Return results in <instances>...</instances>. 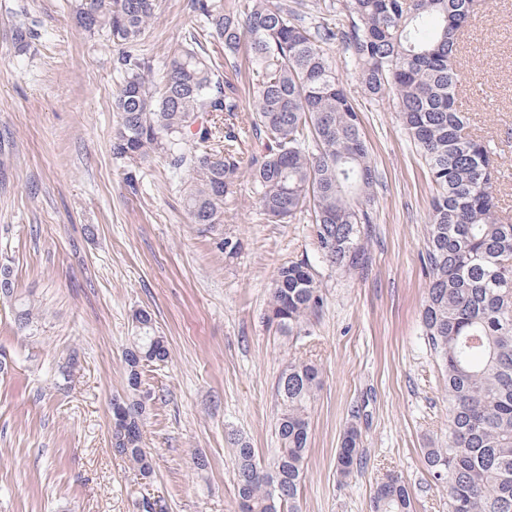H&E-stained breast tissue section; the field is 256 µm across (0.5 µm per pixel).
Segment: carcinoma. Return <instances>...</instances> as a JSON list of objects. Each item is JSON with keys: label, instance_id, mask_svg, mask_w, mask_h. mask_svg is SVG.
<instances>
[{"label": "carcinoma", "instance_id": "obj_1", "mask_svg": "<svg viewBox=\"0 0 512 512\" xmlns=\"http://www.w3.org/2000/svg\"><path fill=\"white\" fill-rule=\"evenodd\" d=\"M193 5L224 43L230 66L242 42H249L257 71L251 124L269 141L253 171L259 209L276 224L310 216L316 261L280 266L268 302L267 322L283 336H299L325 306L316 263L357 273L372 265L366 241L381 175L331 46L351 51L365 94L374 100L394 95L406 134L436 186L423 254L428 285L421 326L446 376L448 440L426 449L425 463L447 488L448 512H512V222L495 201L490 151L466 133L468 116L456 107L457 48L478 14L476 0H320L314 22L286 0ZM155 6V0H77L80 28L125 48L112 154L131 167L126 183L133 191L137 169L156 152L167 154L173 168L188 169L191 223L232 256L239 243L224 235V200L233 193L240 164L233 123L240 106L213 63L193 48L174 51L161 88L144 79L131 48L143 40ZM213 112L228 114L222 152L206 146L213 132L202 118ZM190 132L195 148L187 144ZM135 322L138 336L125 354L127 393L119 399L125 413L120 420L112 413V448L147 476L141 376L144 367L165 361L168 349L148 311H138ZM319 388L320 372L311 361L296 358L279 374V448L270 468L257 461L249 439H233L239 512H298L309 409ZM358 460L359 434L351 427L337 470L347 477ZM372 512H411L400 476L380 478Z\"/></svg>", "mask_w": 512, "mask_h": 512}]
</instances>
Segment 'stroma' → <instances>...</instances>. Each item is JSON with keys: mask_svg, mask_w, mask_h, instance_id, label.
<instances>
[{"mask_svg": "<svg viewBox=\"0 0 512 512\" xmlns=\"http://www.w3.org/2000/svg\"><path fill=\"white\" fill-rule=\"evenodd\" d=\"M73 0H0V266L14 295L0 297V512H238L230 435L250 440L262 464L278 446L276 381L289 360L321 370L310 411L299 512H371L379 478L399 474L414 512H448V491L424 452L443 446L444 377L421 336L422 263L434 194L392 100L365 97L354 59L332 47L336 70L360 103L361 130L383 176L369 240L368 274L319 265L326 296L297 338L265 320L284 263L315 257L307 221L269 223L255 203L251 170L266 153L252 130L247 55L224 62V45L192 0H156L139 54L151 84L175 48L196 38L219 65L242 110L240 165L224 202V231L241 243L226 257L191 224L188 172L162 153L140 167L137 192L112 154L123 81L119 51L77 25ZM34 38L12 42L16 22ZM457 105L469 131L495 152L496 197L512 217V0H481L457 53ZM34 319L15 323L17 303ZM151 313L169 358L145 368L143 421L150 477L112 451L113 398L126 393L124 353L134 315ZM361 460L336 470L348 427ZM205 469H197L196 457Z\"/></svg>", "mask_w": 512, "mask_h": 512, "instance_id": "obj_1", "label": "stroma"}]
</instances>
